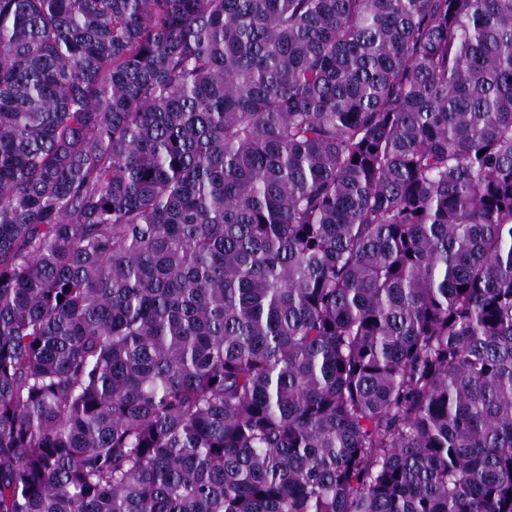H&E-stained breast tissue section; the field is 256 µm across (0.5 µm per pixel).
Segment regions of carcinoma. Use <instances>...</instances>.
I'll return each instance as SVG.
<instances>
[{
    "mask_svg": "<svg viewBox=\"0 0 512 512\" xmlns=\"http://www.w3.org/2000/svg\"><path fill=\"white\" fill-rule=\"evenodd\" d=\"M0 512H512V0H0Z\"/></svg>",
    "mask_w": 512,
    "mask_h": 512,
    "instance_id": "1",
    "label": "carcinoma"
}]
</instances>
